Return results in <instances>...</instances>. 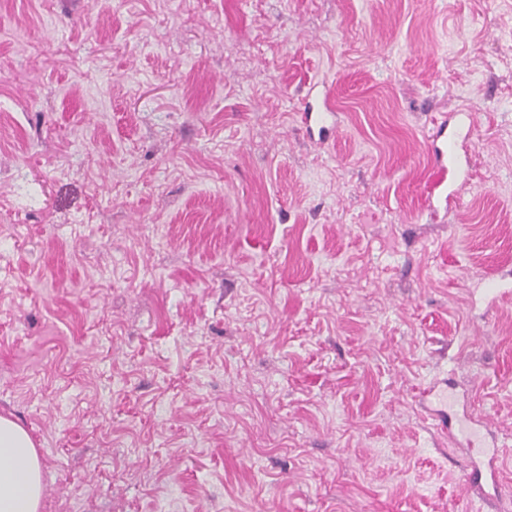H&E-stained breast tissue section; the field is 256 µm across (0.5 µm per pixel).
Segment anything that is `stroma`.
<instances>
[{"mask_svg": "<svg viewBox=\"0 0 512 512\" xmlns=\"http://www.w3.org/2000/svg\"><path fill=\"white\" fill-rule=\"evenodd\" d=\"M0 413L42 512H512V0H0ZM430 417L436 422L437 427L456 444H465L469 448L475 446L477 437L473 428L464 422H459L456 427L445 409L434 411ZM496 452L490 457L488 461V469L483 471L478 468H474L469 475H467V490H479L483 492V483L490 481L492 484L497 482L498 472L495 468L494 462L496 460Z\"/></svg>", "mask_w": 512, "mask_h": 512, "instance_id": "1", "label": "stroma"}]
</instances>
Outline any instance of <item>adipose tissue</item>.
<instances>
[{"label":"adipose tissue","instance_id":"adipose-tissue-1","mask_svg":"<svg viewBox=\"0 0 512 512\" xmlns=\"http://www.w3.org/2000/svg\"><path fill=\"white\" fill-rule=\"evenodd\" d=\"M44 482L36 444L27 429L0 416V512H41Z\"/></svg>","mask_w":512,"mask_h":512}]
</instances>
